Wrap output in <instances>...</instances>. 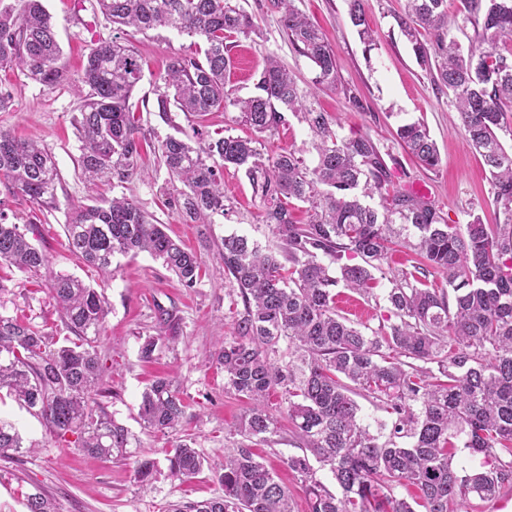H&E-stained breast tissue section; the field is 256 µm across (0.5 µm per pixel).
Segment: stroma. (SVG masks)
I'll use <instances>...</instances> for the list:
<instances>
[{"instance_id": "1", "label": "stroma", "mask_w": 512, "mask_h": 512, "mask_svg": "<svg viewBox=\"0 0 512 512\" xmlns=\"http://www.w3.org/2000/svg\"><path fill=\"white\" fill-rule=\"evenodd\" d=\"M43 4L67 61V77L46 87L20 72L0 71V85L10 88L13 96L11 106L0 111V128L50 147L61 174L57 203L52 210L40 211L0 186V207L10 223L20 225L47 252L55 274L73 276L103 290L109 314L99 349L108 358V371L101 401L131 438L123 455L94 457L60 443L40 416L12 397L0 398V418L13 423L28 446L25 452L0 457V512H26V496L37 488L54 501L58 512H166L168 504L176 501L223 496L224 489L210 470L182 481L162 473L145 485L135 477L136 462L148 456L163 469L167 451L184 441L194 443L215 461L231 452L234 439L229 431L248 404L225 391L224 371L212 359L219 336L233 335L240 309L236 285L219 262L218 248L231 233L272 247L278 240L261 222L264 206L245 170L231 165L224 170L223 217L212 224L185 222L160 193L167 172L153 147L177 126L211 136L247 137L251 131L236 122L237 112L232 108L200 117L177 112L172 124L163 123L154 107L165 66L173 56L194 52L195 40L167 28L136 35L143 79L131 103L142 118L151 149L144 156L141 175L116 187L102 185L95 190L107 197L130 198L154 223L165 225L169 235L198 254L203 273L195 288H185L160 260L145 253L116 257L117 269L109 276L87 267L71 252L64 231L70 205L86 201L95 191L77 173L80 143L71 119L80 99L74 81L88 49L111 37L112 26L99 12L96 0H43ZM238 4L253 16L259 31L233 41V65L226 75L229 93L250 96L270 55L296 76L301 88L311 87L315 71L283 37L278 0H238ZM295 5L323 29L336 53L339 85L316 90L315 99L329 114L338 137L371 136L381 150L398 160L392 168L393 187L425 192L451 223H467L474 214L484 223H496L487 166L456 128L447 90L437 87L419 66L397 26L395 16L402 12L404 0H365L376 39L369 51L349 22L346 0H295ZM348 87L362 97L364 110L351 108L344 93ZM417 120L425 122L436 143L441 159L437 168L421 166L393 137L398 125ZM259 149L267 156L291 149L310 166L317 159L309 128L296 112H285L283 124L274 135L261 138ZM0 282L5 285L0 292V314L30 322L58 344L72 341L44 278L4 265ZM389 288V283H382L372 300L342 290L337 310L354 324L378 328L389 312ZM164 312L170 316L165 325L160 322ZM149 337L156 338L157 347L146 359L141 347ZM160 376L170 377L188 404L181 427L166 435L144 428L138 415L142 392ZM269 409L278 421L279 436L275 442L257 445L255 451L288 487L295 512H307L305 489L285 464L296 449L280 395L271 396Z\"/></svg>"}]
</instances>
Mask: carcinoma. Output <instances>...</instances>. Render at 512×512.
Masks as SVG:
<instances>
[{"mask_svg":"<svg viewBox=\"0 0 512 512\" xmlns=\"http://www.w3.org/2000/svg\"><path fill=\"white\" fill-rule=\"evenodd\" d=\"M283 5L280 26L295 52L307 59L314 84H337L335 54L323 33L296 8ZM361 41H374L364 0H346ZM115 34L96 42L76 79L81 104L72 125L81 142L77 169L91 185L123 183L142 172L140 118L130 106L143 77L136 34L171 27L202 45L170 58L157 94V116L240 113L256 138L218 135L198 141V132L176 128L159 145L168 174V204L192 221L214 223L224 215L223 170L245 169L265 202L263 223L279 249L229 234L219 255L243 302L234 335L224 337L216 361L224 367V390L249 401L234 427L240 437L216 478L224 495L179 501L167 512H294L288 489L254 453L257 441L278 435L268 412L272 394L285 395L286 414L300 453L288 469L305 483L309 512H469L471 500L490 501L512 485V153L497 136L512 134V0H462L463 23L477 31L465 48L448 28L447 0H406L398 26L419 64L444 86L461 131L489 168L498 223L471 215L468 224L448 222L431 200L389 190L387 161L368 135L336 136L326 113L310 102L293 74L267 59L246 98L224 88L232 66L226 40L256 32L253 17L233 0H97ZM429 39L421 40V32ZM18 70L44 86L65 78L66 64L42 0H0V69ZM299 112L309 127L317 163L308 168L296 152L264 156L257 138L272 136L283 111ZM394 139L422 165L439 155L426 124L397 126ZM61 181L45 144L16 139L0 129V185L44 208L56 207ZM379 195L380 207L360 197ZM313 215L294 218L295 202ZM71 251L102 273L117 255L147 252L162 260L185 288L200 281L197 253L154 224L131 200L95 197L73 205L64 225ZM402 244L425 264L413 269L388 263L391 246ZM329 258L325 263L323 258ZM0 263L44 274L67 328L76 340L54 346L29 323L0 314V391L35 410L58 436L77 435V449L100 458L121 455L130 443L98 401L105 366L96 343L109 312L104 295L83 281L53 273L48 255L0 209ZM438 274L445 286L427 283ZM387 280L395 321L366 333L336 310V288L374 296ZM437 365L432 370L429 365ZM380 403L390 421L371 432L359 418L356 397ZM187 405L168 378L142 393L140 419L162 434L180 426ZM481 455L490 467L460 472L454 449ZM22 439L0 420V456L19 453ZM328 466L339 492L316 476L311 460ZM168 477L189 479L206 463L188 442L171 449ZM417 489L412 500L394 494ZM28 512H56L41 492L27 496Z\"/></svg>","mask_w":512,"mask_h":512,"instance_id":"cac0c4a2","label":"carcinoma"}]
</instances>
